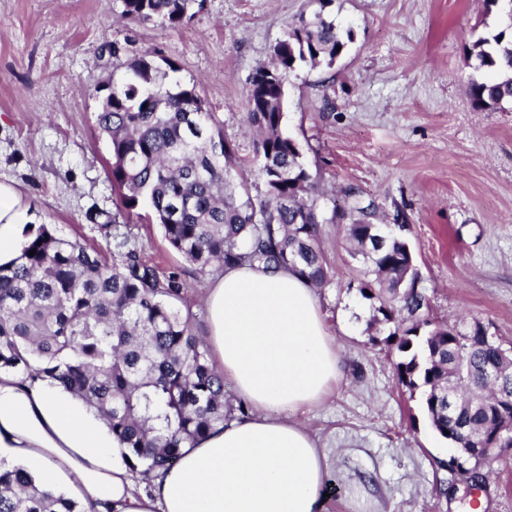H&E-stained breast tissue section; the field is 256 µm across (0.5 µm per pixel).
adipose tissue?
I'll return each mask as SVG.
<instances>
[{
    "label": "adipose tissue",
    "mask_w": 512,
    "mask_h": 512,
    "mask_svg": "<svg viewBox=\"0 0 512 512\" xmlns=\"http://www.w3.org/2000/svg\"><path fill=\"white\" fill-rule=\"evenodd\" d=\"M30 230L20 197L0 185V265L21 254ZM206 304L212 352L248 419L186 444L145 493L93 409L0 371V461L92 512H321L327 453L288 417L319 406L341 379L312 288L292 270L245 265L216 273Z\"/></svg>",
    "instance_id": "obj_1"
}]
</instances>
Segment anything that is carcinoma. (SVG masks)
Here are the masks:
<instances>
[{"mask_svg": "<svg viewBox=\"0 0 512 512\" xmlns=\"http://www.w3.org/2000/svg\"><path fill=\"white\" fill-rule=\"evenodd\" d=\"M129 24L179 27L205 0H119ZM333 0H309L258 65L246 90L244 122L253 135L254 182L235 169L237 148L195 86L165 84L175 61L129 44L105 48L112 80L94 87L96 123L108 142L116 193L112 261L42 225L14 264L0 266V371L34 385L48 381L81 398L124 448L129 469L148 477L174 465L187 442L249 417L231 397L224 373L196 336L176 273L160 276L131 228L118 223L140 205L163 237L199 274L242 264L289 268L322 288L331 268L320 226L341 224L362 264L358 290L374 322L388 329L399 383L420 392L433 429L454 448L478 452L460 461L470 484L483 478L502 412L512 411V346L480 320L436 324L431 299L405 235L383 233L358 204L319 203L317 177L299 143L283 133L285 78L301 65L332 66L352 33L325 13ZM504 29L476 40L469 53L489 76L469 82L472 104L496 110L512 102V0H482ZM34 255H29V252ZM465 374L455 376L459 360ZM0 512H86L84 504L41 485L21 468L0 467Z\"/></svg>", "mask_w": 512, "mask_h": 512, "instance_id": "obj_1", "label": "carcinoma"}]
</instances>
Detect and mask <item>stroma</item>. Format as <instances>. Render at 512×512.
Instances as JSON below:
<instances>
[{
  "mask_svg": "<svg viewBox=\"0 0 512 512\" xmlns=\"http://www.w3.org/2000/svg\"><path fill=\"white\" fill-rule=\"evenodd\" d=\"M304 2L205 0L172 28L125 25L119 0H0V183L19 192L34 225L111 255V225L91 219L112 213L115 198L96 123L94 86L112 73L104 47L131 40L174 60L171 81L197 86L247 173V82ZM328 11L353 39L333 67L289 73L282 127L325 188L322 205L350 195L391 227L407 225L431 318H476L512 342V103L481 110L468 95L482 76L468 49L497 33L500 17L482 0H333ZM147 212L129 219L143 256L180 275L205 336L212 277ZM321 234L333 279L315 295L342 379L293 418L328 452L323 512H512V452L495 455L476 495L451 483L450 447L428 437L421 397L398 382L342 225Z\"/></svg>",
  "mask_w": 512,
  "mask_h": 512,
  "instance_id": "1",
  "label": "stroma"
}]
</instances>
